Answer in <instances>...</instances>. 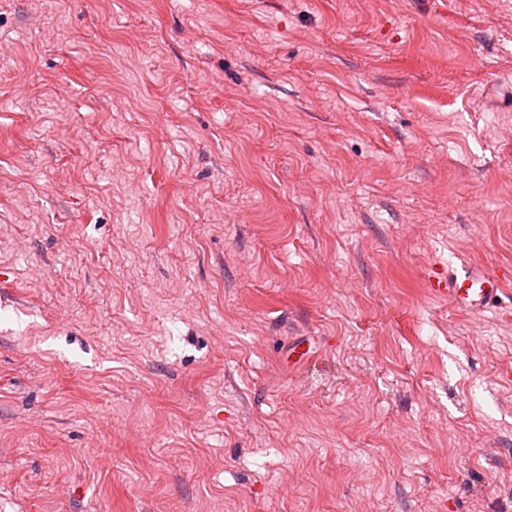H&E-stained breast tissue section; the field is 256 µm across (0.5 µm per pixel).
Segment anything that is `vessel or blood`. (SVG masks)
Wrapping results in <instances>:
<instances>
[{
    "label": "vessel or blood",
    "instance_id": "vessel-or-blood-1",
    "mask_svg": "<svg viewBox=\"0 0 512 512\" xmlns=\"http://www.w3.org/2000/svg\"><path fill=\"white\" fill-rule=\"evenodd\" d=\"M430 293L437 298L449 299L464 313L486 310L512 286V273L489 270L478 264H467L458 269H430L427 278Z\"/></svg>",
    "mask_w": 512,
    "mask_h": 512
}]
</instances>
